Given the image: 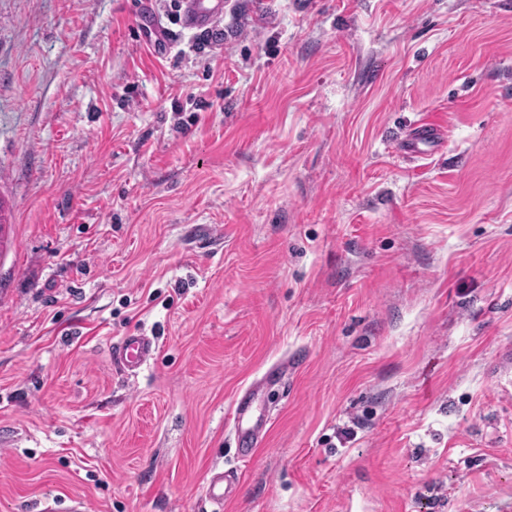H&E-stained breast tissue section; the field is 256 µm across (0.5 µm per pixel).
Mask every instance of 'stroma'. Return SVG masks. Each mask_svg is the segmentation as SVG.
<instances>
[{"label": "stroma", "mask_w": 512, "mask_h": 512, "mask_svg": "<svg viewBox=\"0 0 512 512\" xmlns=\"http://www.w3.org/2000/svg\"><path fill=\"white\" fill-rule=\"evenodd\" d=\"M169 3L0 0V512H506L512 0ZM229 0H181L180 22L186 29L211 32L224 19ZM420 144L428 146L430 148L429 152H434L443 146L444 134L437 124L424 122L416 126L408 137L399 144L397 151L402 154L425 153L420 150ZM155 349L156 342L149 336H124L112 345V362L129 370H137L152 358ZM252 393L242 396L235 402L233 409V428L236 447L240 449L241 456L246 461L249 446L256 448L257 436L261 428L267 423L264 415L253 420ZM244 446H248L244 448ZM232 487L224 485V473H214L206 479L203 486L204 497L215 504L221 512L224 507V502L232 498Z\"/></svg>", "instance_id": "stroma-1"}]
</instances>
